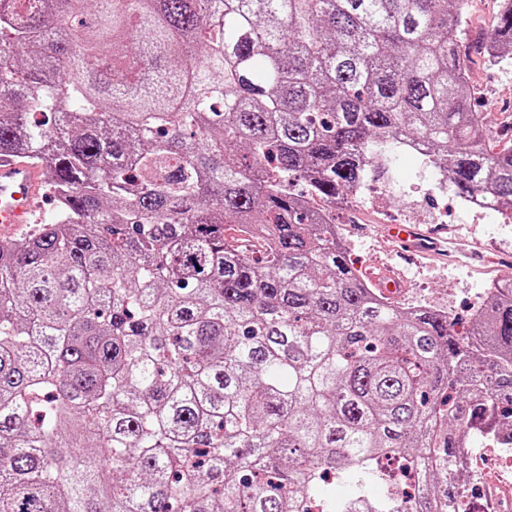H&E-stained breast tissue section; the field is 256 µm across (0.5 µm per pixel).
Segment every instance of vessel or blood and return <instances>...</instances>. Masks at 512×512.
Here are the masks:
<instances>
[{"label": "vessel or blood", "mask_w": 512, "mask_h": 512, "mask_svg": "<svg viewBox=\"0 0 512 512\" xmlns=\"http://www.w3.org/2000/svg\"><path fill=\"white\" fill-rule=\"evenodd\" d=\"M43 185L39 164L23 160L16 153H0V238L13 237L39 221ZM393 238L411 251L432 247L430 239L403 225L395 226Z\"/></svg>", "instance_id": "obj_1"}]
</instances>
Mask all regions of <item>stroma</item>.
Instances as JSON below:
<instances>
[{
  "label": "stroma",
  "mask_w": 512,
  "mask_h": 512,
  "mask_svg": "<svg viewBox=\"0 0 512 512\" xmlns=\"http://www.w3.org/2000/svg\"><path fill=\"white\" fill-rule=\"evenodd\" d=\"M464 8L462 50L468 59L471 109L488 120L495 134L506 135L512 141V65L491 64L482 51L485 39L498 24L499 0H465ZM426 175L421 158L401 155L387 182L371 183L364 199L341 212L338 231L355 268L365 271L374 262L385 261L403 271V306H435L448 311L464 326L487 288L512 273V262L489 270L473 256L459 263L428 254L405 260L395 255L382 230L385 225L405 218L410 225L430 231L432 212L437 209L444 223L459 237L512 255V223H472L455 196L443 197L436 190L421 186L420 180ZM474 462L478 476L473 480L471 506L476 512H512V475L506 478L505 493L491 497V486L481 480L480 473L500 469L501 462L483 450L478 451Z\"/></svg>",
  "instance_id": "obj_1"
}]
</instances>
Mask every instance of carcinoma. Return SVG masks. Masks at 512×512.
<instances>
[{
    "label": "carcinoma",
    "instance_id": "1",
    "mask_svg": "<svg viewBox=\"0 0 512 512\" xmlns=\"http://www.w3.org/2000/svg\"><path fill=\"white\" fill-rule=\"evenodd\" d=\"M464 2L0 0V151L57 201L0 241V512H468L457 449L512 430V278L458 331L376 299L312 206L418 141L512 221Z\"/></svg>",
    "mask_w": 512,
    "mask_h": 512
}]
</instances>
